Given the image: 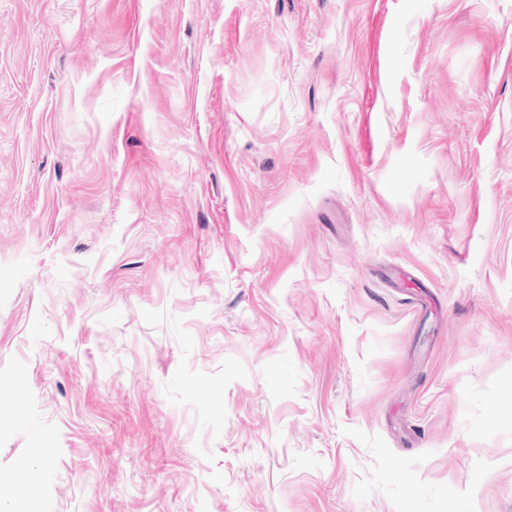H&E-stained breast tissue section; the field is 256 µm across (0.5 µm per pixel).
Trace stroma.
Masks as SVG:
<instances>
[{
  "label": "stroma",
  "mask_w": 512,
  "mask_h": 512,
  "mask_svg": "<svg viewBox=\"0 0 512 512\" xmlns=\"http://www.w3.org/2000/svg\"><path fill=\"white\" fill-rule=\"evenodd\" d=\"M26 463L29 512H512V0H0Z\"/></svg>",
  "instance_id": "obj_1"
}]
</instances>
